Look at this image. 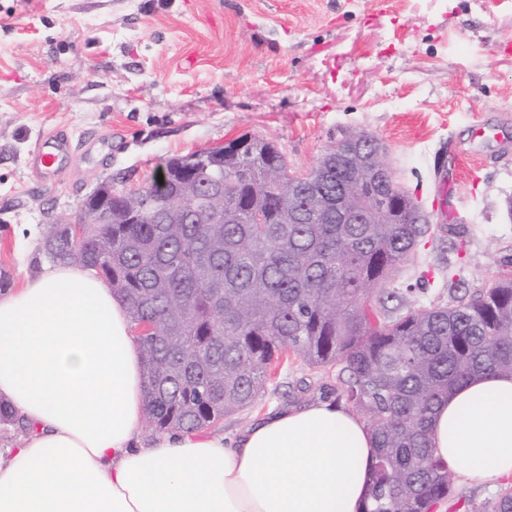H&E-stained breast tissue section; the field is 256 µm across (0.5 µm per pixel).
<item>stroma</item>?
I'll use <instances>...</instances> for the list:
<instances>
[{"label": "stroma", "instance_id": "obj_1", "mask_svg": "<svg viewBox=\"0 0 512 512\" xmlns=\"http://www.w3.org/2000/svg\"><path fill=\"white\" fill-rule=\"evenodd\" d=\"M343 130L383 144L430 219L385 285L402 309L512 278V0H0V272L15 288L37 274L47 222L104 180L143 188L243 135L304 174ZM52 132L84 145L48 173L30 158ZM338 373L289 357L219 429L336 399ZM495 493L456 474L436 509Z\"/></svg>", "mask_w": 512, "mask_h": 512}]
</instances>
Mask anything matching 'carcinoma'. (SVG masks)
Listing matches in <instances>:
<instances>
[{
  "label": "carcinoma",
  "instance_id": "1",
  "mask_svg": "<svg viewBox=\"0 0 512 512\" xmlns=\"http://www.w3.org/2000/svg\"><path fill=\"white\" fill-rule=\"evenodd\" d=\"M365 155L325 152L314 176L283 190L288 161L274 144L224 146V223L195 195L175 204L189 222L110 224L90 241L51 224L43 252L94 268L128 305L154 429L198 431L253 406L289 353L312 367L340 365L339 398L367 416L377 447L364 512H431L448 498V465L427 438L436 404L471 377L512 374V279L473 297L396 313L376 288L413 253L429 226L413 198L374 176L351 193ZM111 191L113 210L152 197ZM366 223L344 224L348 211ZM479 512H512L503 488Z\"/></svg>",
  "mask_w": 512,
  "mask_h": 512
}]
</instances>
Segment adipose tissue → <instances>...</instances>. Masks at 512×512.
<instances>
[{"label": "adipose tissue", "instance_id": "1", "mask_svg": "<svg viewBox=\"0 0 512 512\" xmlns=\"http://www.w3.org/2000/svg\"><path fill=\"white\" fill-rule=\"evenodd\" d=\"M0 512H361L371 431L332 400L268 412L232 437L143 441L140 351L123 300L72 265L0 296ZM436 457L475 484L512 476V375L454 387L429 426Z\"/></svg>", "mask_w": 512, "mask_h": 512}]
</instances>
